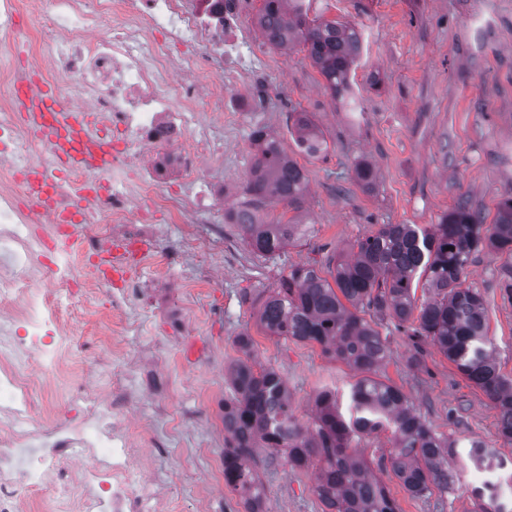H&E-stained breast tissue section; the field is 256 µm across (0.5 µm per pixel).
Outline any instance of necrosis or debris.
I'll return each mask as SVG.
<instances>
[{"instance_id": "necrosis-or-debris-1", "label": "necrosis or debris", "mask_w": 512, "mask_h": 512, "mask_svg": "<svg viewBox=\"0 0 512 512\" xmlns=\"http://www.w3.org/2000/svg\"><path fill=\"white\" fill-rule=\"evenodd\" d=\"M245 0H53L49 31L32 28L38 0H0V512H171L157 475L142 461L135 400L166 384L160 364L132 355L138 397L121 374L104 386L73 373L78 341L61 318L79 269L108 257L124 276L95 279L110 316L128 320L140 286L130 270L136 245L179 265L194 237L172 239L169 224H196L223 212L224 186L201 178L223 160L214 136L223 122L224 84L250 80L255 54ZM47 82L61 111L89 115L87 132L112 158H64L65 175L46 194L41 164L58 144L19 116L31 85ZM85 205L77 251L58 237L61 211ZM50 289H41V280ZM66 379L64 403L79 415L51 422L52 383Z\"/></svg>"}]
</instances>
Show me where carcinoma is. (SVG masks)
<instances>
[{
  "instance_id": "carcinoma-1",
  "label": "carcinoma",
  "mask_w": 512,
  "mask_h": 512,
  "mask_svg": "<svg viewBox=\"0 0 512 512\" xmlns=\"http://www.w3.org/2000/svg\"><path fill=\"white\" fill-rule=\"evenodd\" d=\"M280 51L300 45L325 81L333 100L354 103L351 72L362 53L355 28L308 18L306 0H262L256 16ZM295 142L318 155L327 149L322 130L307 112L294 113ZM254 161L238 209L224 214L237 224L251 252L273 258L303 236L300 211L308 176L262 128L251 133ZM355 178L369 189L373 165L359 162ZM277 201L295 212L290 219L266 221L261 207ZM503 259V298L512 301V197L504 198L495 220L485 226L463 201L431 228L382 224L357 242L349 256L328 260L330 278L316 263L293 266L260 297L257 318L270 336L315 342L327 356L343 362L357 380L349 391L344 417L336 392L323 390L306 424L295 418L288 386L270 365L251 358V337L235 342L245 358L227 369L231 397L224 400V477L239 489L246 512H268L264 486L253 468L252 449L272 448L287 456L291 469L314 467L315 493L324 512H397L386 488L373 476L360 443L390 433L388 457L404 489L415 498L444 495L453 486L448 459L456 444L436 433L410 397L383 374L391 349L372 319L391 317L416 351L436 347L498 409L497 436L512 444V380L501 374L487 336L485 300L465 284L472 257L485 250ZM425 299L417 302L416 290Z\"/></svg>"
}]
</instances>
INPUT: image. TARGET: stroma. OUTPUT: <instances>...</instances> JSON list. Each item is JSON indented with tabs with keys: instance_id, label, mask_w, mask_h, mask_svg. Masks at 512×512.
Returning a JSON list of instances; mask_svg holds the SVG:
<instances>
[{
	"instance_id": "35a3bbf8",
	"label": "stroma",
	"mask_w": 512,
	"mask_h": 512,
	"mask_svg": "<svg viewBox=\"0 0 512 512\" xmlns=\"http://www.w3.org/2000/svg\"><path fill=\"white\" fill-rule=\"evenodd\" d=\"M310 18L355 27L363 54L351 75L356 114H348L324 87L302 48L270 51L257 63L256 86L265 95L242 112L224 133V208L240 201L253 162L249 134L260 126L276 136L309 177L304 236L274 260L257 258L237 225L224 227V280L198 279V258L170 269L152 258L136 273L144 287L131 309L139 322L115 330L121 348L166 367L167 394L143 408L152 439L166 441L171 454L147 457L163 481L174 512H197L190 488L203 481L211 457L224 446L223 430L210 420L229 398L224 380L240 358L235 343L248 333L256 361L274 366L288 385L295 417L307 423L316 393L336 390L347 401L354 373L323 355L319 345L266 333L256 319L257 298L290 266L350 251L382 224L428 227L468 200L483 223H492L499 202L512 188V0H310ZM311 113L328 142L320 157L300 153L288 115ZM370 161L377 170L371 188L354 177V166ZM502 259L483 251L466 270L487 307L488 336L500 371L512 378V302L503 299L498 276ZM185 320L170 328L172 317ZM391 339L385 373L410 395L426 421L458 442L451 462L454 489L428 499L411 497L391 468L377 475L398 512H481L489 497H476L480 470L468 457L477 441L512 460V444L496 435L498 411L433 346L416 353L393 321H383ZM270 512H321L314 469H290L284 454L254 451Z\"/></svg>"
}]
</instances>
